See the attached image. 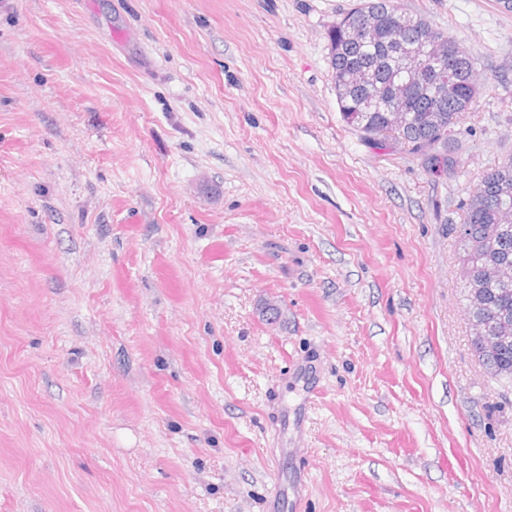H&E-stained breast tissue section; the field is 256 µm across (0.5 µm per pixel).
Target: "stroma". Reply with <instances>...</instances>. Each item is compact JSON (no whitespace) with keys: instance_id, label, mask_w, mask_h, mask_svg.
Wrapping results in <instances>:
<instances>
[{"instance_id":"1","label":"stroma","mask_w":512,"mask_h":512,"mask_svg":"<svg viewBox=\"0 0 512 512\" xmlns=\"http://www.w3.org/2000/svg\"><path fill=\"white\" fill-rule=\"evenodd\" d=\"M355 2L0 0V512H512L448 231L512 10L397 0L480 73L437 174L341 118Z\"/></svg>"}]
</instances>
